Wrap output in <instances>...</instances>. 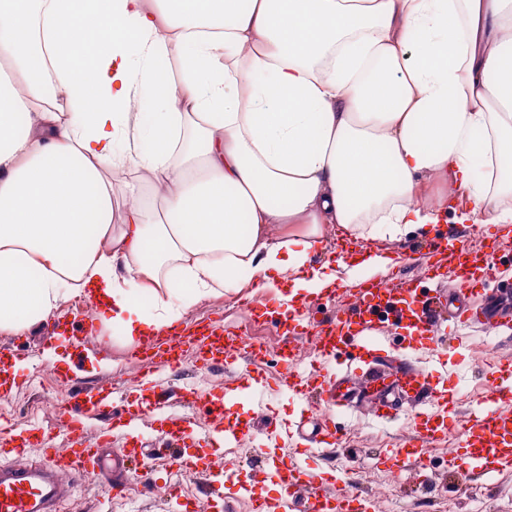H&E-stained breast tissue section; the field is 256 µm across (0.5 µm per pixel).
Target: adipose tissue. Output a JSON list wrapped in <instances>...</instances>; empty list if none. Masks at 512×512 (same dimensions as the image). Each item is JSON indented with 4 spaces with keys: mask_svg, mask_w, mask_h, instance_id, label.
I'll use <instances>...</instances> for the list:
<instances>
[{
    "mask_svg": "<svg viewBox=\"0 0 512 512\" xmlns=\"http://www.w3.org/2000/svg\"><path fill=\"white\" fill-rule=\"evenodd\" d=\"M130 167L160 205L118 206ZM450 221L512 224V0H0V332L75 296L131 340L244 280L297 300L336 280L326 228Z\"/></svg>",
    "mask_w": 512,
    "mask_h": 512,
    "instance_id": "1",
    "label": "adipose tissue"
}]
</instances>
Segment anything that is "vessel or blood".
Segmentation results:
<instances>
[{
	"label": "vessel or blood",
	"instance_id": "vessel-or-blood-1",
	"mask_svg": "<svg viewBox=\"0 0 512 512\" xmlns=\"http://www.w3.org/2000/svg\"><path fill=\"white\" fill-rule=\"evenodd\" d=\"M428 255L434 276L450 274L452 286L448 291L426 288L416 275L360 287L353 303L316 325L311 339L322 366L304 377L295 373L300 357L294 344L304 326L302 305L291 303L278 311H253L254 319L283 331L280 362L288 374L282 378V386L301 400L317 402L319 418L309 426L302 422L297 425L309 447L327 452L343 447L344 435L335 426L334 412L354 408L360 391L351 384L354 377L331 374L329 368L347 346H369L371 333L378 326L403 330L408 349L433 338L443 320L452 333L478 326L512 340V304L503 303L500 296L485 288L492 272L489 254L470 248L462 235L452 230L429 245ZM189 351L196 364L206 369L223 366L240 354L253 363L263 361L266 355L262 345L218 331L212 324L200 325L190 334H170L163 345L137 352L139 378L125 386L122 399H115L111 390L103 387L74 390L59 408L64 445H50L44 431L35 425L0 426V453L9 457L8 462L0 463V512H59L60 503L70 496L79 480L103 479V494L112 496L120 489L121 473L134 464L165 461L182 473L204 477L213 497L220 494L223 485L235 482L236 473L225 469L217 449L240 439L252 428L247 419L232 423L224 420L225 402L239 397L242 385L229 382L218 396L187 390L185 401L201 408L211 423L203 437L163 411L165 401L157 391L155 375L162 367L180 368ZM18 362V356L0 348L1 395L15 387ZM357 378L373 386V414L379 420L393 419V404L400 398L424 407L414 422V436L398 447L380 450L385 469L397 471L422 464L426 447L452 433L458 450L449 455V468L463 467L475 476L512 471V410L507 407L512 400V383L495 386L457 425L447 393L433 392L426 370L397 366L391 356L375 355ZM95 417L106 418L108 425L91 440L87 427ZM153 427L158 428L162 444L148 448L143 433ZM116 432L124 439L117 451L112 448ZM263 469L266 477L279 486L280 494L262 502L260 512H372V502L357 483H350L341 493L330 491L301 465L297 456L266 453ZM301 493L306 496L302 502L297 499Z\"/></svg>",
	"mask_w": 512,
	"mask_h": 512
}]
</instances>
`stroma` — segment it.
<instances>
[{
    "label": "stroma",
    "instance_id": "1",
    "mask_svg": "<svg viewBox=\"0 0 512 512\" xmlns=\"http://www.w3.org/2000/svg\"><path fill=\"white\" fill-rule=\"evenodd\" d=\"M417 272V267L412 265L392 263L383 267H360L355 261H346L336 269L333 288L312 296L304 310L305 319L313 325L336 313L352 300V288L361 280L391 282ZM287 288L284 281L274 288L248 285L201 301L189 309L180 322L181 327L191 329L201 322L216 321L226 330L243 336L261 335L267 347V357L261 365L251 366L241 358L224 369L208 373L206 390L211 394L221 393L225 381L242 376L248 370L260 374L257 388L243 392L239 401L228 404L226 413L231 420L252 418L254 426L238 444L221 450L225 466L238 473V485L227 486L221 497L212 498L200 481H182V512H197L199 505L204 503L209 506L208 512H250L253 500L241 494L240 489L244 486L254 487L256 493L264 497L276 495V486L263 480L257 469L259 449L273 446L288 454H300L308 469L336 490L343 487L342 469L359 472L364 488L377 499L379 512H437L438 506L445 502L453 503L456 512H512V474H496L481 482L465 472L449 476L450 448L446 445L429 449L426 470L410 465L398 471L393 490L378 484L377 449L395 447L415 432L413 419L417 409L410 404L403 405L399 418L389 422L372 418L366 405L338 414L336 426L346 433L347 445L338 450L328 465L321 457L302 451L300 445L290 440L288 424L299 420L301 406L279 387L282 366L277 361L276 348L281 333L271 324L265 329H256L245 323L241 315L244 305L276 303L278 292ZM79 304V299H70L25 335L0 332V347L15 350L22 359L17 388L9 395L0 396V424L37 425L49 436L51 444L59 445L63 435L58 426L56 406L67 399L71 386L89 381L122 386L125 371L135 365L131 357L135 345L119 328L102 318L94 320L98 340L94 348L85 352L83 359H74L71 347L65 343L45 350V337L51 331L69 328L76 319L74 310ZM475 334V329H464L460 339H435L417 354L420 365L429 371L433 385L447 387L449 394L454 396L455 415L460 420L465 419L475 402L483 400L492 386L512 374L507 370L508 364L512 363V344L489 337L483 351L478 353L471 344ZM64 363L70 366V380L66 383L53 372L54 365ZM160 376L167 380L173 392L168 414L185 418L195 434H205L209 424L203 414L184 404L177 394L180 386L196 383L198 372L194 361H187L180 375H171L164 369ZM166 479L164 471L137 467L124 478L127 485L124 497L112 503L103 498L98 486L82 482L63 512H169L170 504L162 491Z\"/></svg>",
    "mask_w": 512,
    "mask_h": 512
}]
</instances>
